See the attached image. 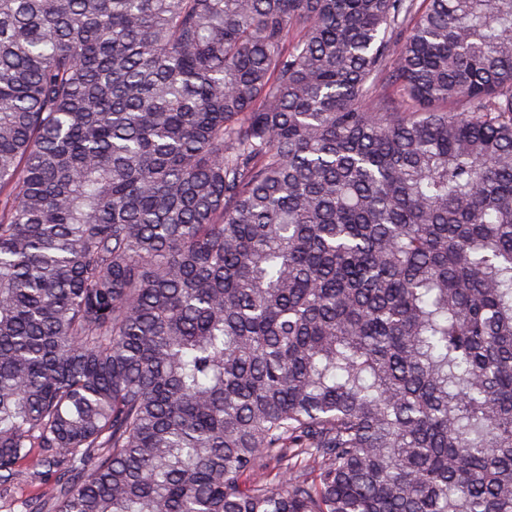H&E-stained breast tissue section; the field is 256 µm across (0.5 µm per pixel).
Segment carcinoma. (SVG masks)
<instances>
[{
	"mask_svg": "<svg viewBox=\"0 0 512 512\" xmlns=\"http://www.w3.org/2000/svg\"><path fill=\"white\" fill-rule=\"evenodd\" d=\"M24 512H512V0H0V486Z\"/></svg>",
	"mask_w": 512,
	"mask_h": 512,
	"instance_id": "1",
	"label": "carcinoma"
}]
</instances>
